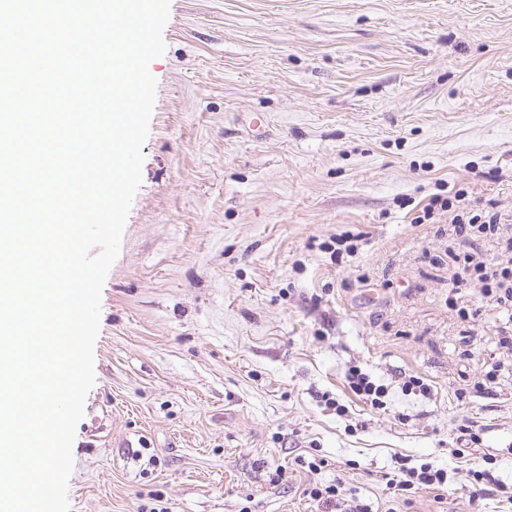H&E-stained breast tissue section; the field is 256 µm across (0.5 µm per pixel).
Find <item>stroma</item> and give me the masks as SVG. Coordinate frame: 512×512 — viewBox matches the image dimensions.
I'll list each match as a JSON object with an SVG mask.
<instances>
[{
    "instance_id": "stroma-1",
    "label": "stroma",
    "mask_w": 512,
    "mask_h": 512,
    "mask_svg": "<svg viewBox=\"0 0 512 512\" xmlns=\"http://www.w3.org/2000/svg\"><path fill=\"white\" fill-rule=\"evenodd\" d=\"M163 38L70 512H319L315 483L372 512H512L463 479L489 454L512 485V357L492 311L448 307L454 255L488 246L405 206L463 189L512 225V0H171ZM347 230L370 242L332 262L318 245ZM492 356L496 387L458 397ZM352 364L389 410L351 396ZM404 372L433 397L403 395ZM465 425L480 442L453 455ZM402 458L456 479L394 495ZM345 382L353 396L374 411H386L390 405L391 388L360 366H352L345 373Z\"/></svg>"
}]
</instances>
